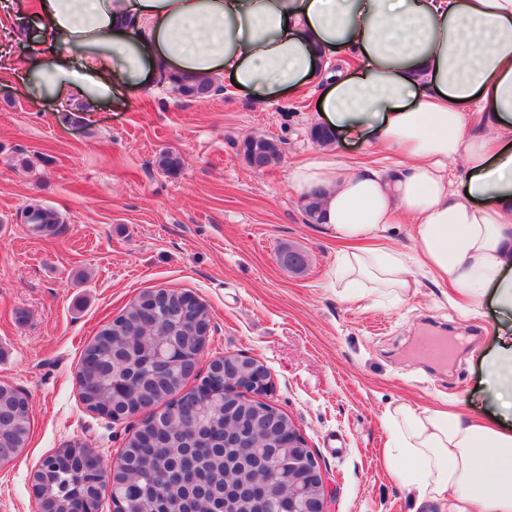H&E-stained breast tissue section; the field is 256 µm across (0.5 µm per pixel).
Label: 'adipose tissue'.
<instances>
[{"mask_svg":"<svg viewBox=\"0 0 512 512\" xmlns=\"http://www.w3.org/2000/svg\"><path fill=\"white\" fill-rule=\"evenodd\" d=\"M47 25L11 78L45 75L50 97L91 119L162 72L235 79L273 99L324 71L319 124L400 154L389 174L328 151L292 173L323 189L322 222L345 243L344 287L401 301L424 269L473 308L500 314L485 399L501 417L401 404L386 414V466L412 512H512V0H38ZM496 128L468 136L469 112ZM463 159L465 174L449 180ZM414 226L417 257L389 244Z\"/></svg>","mask_w":512,"mask_h":512,"instance_id":"obj_1","label":"adipose tissue"}]
</instances>
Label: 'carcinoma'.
Instances as JSON below:
<instances>
[{"label":"carcinoma","instance_id":"carcinoma-1","mask_svg":"<svg viewBox=\"0 0 512 512\" xmlns=\"http://www.w3.org/2000/svg\"><path fill=\"white\" fill-rule=\"evenodd\" d=\"M179 98L202 102L219 94L213 80L185 75L164 76ZM248 167L262 171L282 158L281 141L250 136L238 145ZM155 165L175 176L182 159L162 151ZM321 191L302 198L309 224L319 223ZM25 222L43 232L60 223L48 207L31 205ZM198 354V339L183 321L180 293L145 291L115 319L104 325L85 346L76 382L82 402L99 412L105 405L118 411L139 413L153 408L128 438L121 455L137 470L128 481L123 469L88 450L58 448L33 472L40 502L48 512H89L99 508L102 491L110 490L114 512H224V490L242 472L261 471L265 456L288 432V416L270 404L231 396L211 385L212 374L191 389H184L185 365ZM277 418L280 431L256 433L253 448L224 447V424L241 419L258 423ZM30 405L13 386L0 383V461L10 463L29 443Z\"/></svg>","mask_w":512,"mask_h":512}]
</instances>
